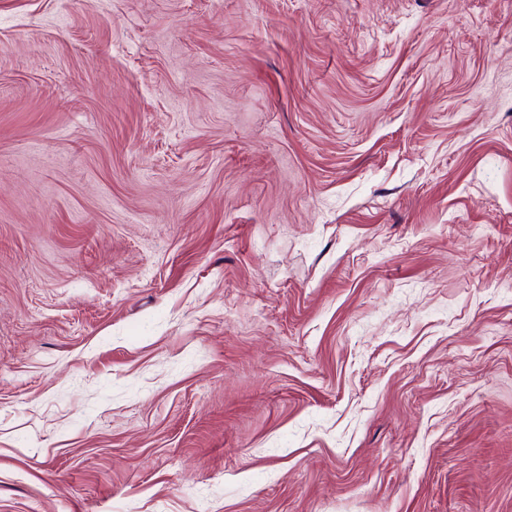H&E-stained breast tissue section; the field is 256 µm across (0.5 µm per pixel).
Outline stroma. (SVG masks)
<instances>
[{"instance_id":"1","label":"stroma","mask_w":512,"mask_h":512,"mask_svg":"<svg viewBox=\"0 0 512 512\" xmlns=\"http://www.w3.org/2000/svg\"><path fill=\"white\" fill-rule=\"evenodd\" d=\"M0 512H512V0H0Z\"/></svg>"}]
</instances>
